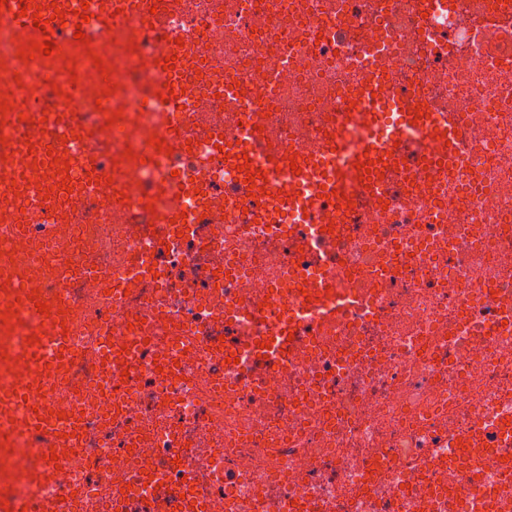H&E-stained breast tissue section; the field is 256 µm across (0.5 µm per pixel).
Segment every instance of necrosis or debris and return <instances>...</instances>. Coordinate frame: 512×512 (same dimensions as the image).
Returning <instances> with one entry per match:
<instances>
[{
  "label": "necrosis or debris",
  "instance_id": "necrosis-or-debris-1",
  "mask_svg": "<svg viewBox=\"0 0 512 512\" xmlns=\"http://www.w3.org/2000/svg\"><path fill=\"white\" fill-rule=\"evenodd\" d=\"M391 2L141 0L164 24L136 55H115L124 95L101 97L84 61L38 65L49 105L60 74L76 72L72 125L87 138L52 178L37 124L0 128V205L27 227L0 232V258L37 252L49 268L28 286L65 313L55 409L69 412L76 391L85 405L52 484L25 478L51 435L27 436L12 492L28 512L61 493L77 512H472L477 501L512 512V470L500 466L512 455V0H452L444 28L418 0ZM164 52L176 58L169 75L154 68ZM379 67L459 122L447 163L394 174L383 201L283 214L275 198L248 196L214 142L182 145L200 113L223 119L227 137L263 118L311 164ZM228 79L241 108L219 96ZM173 86L183 95L172 154L115 170ZM120 110L131 126L108 125ZM20 141L34 146L21 175ZM170 177L195 185L169 201L199 214L190 230L120 199L122 183L148 194ZM39 183L51 190L43 203ZM132 252L148 271L105 306L104 283L125 278ZM304 293L307 310L295 304ZM324 307L336 310L326 328Z\"/></svg>",
  "mask_w": 512,
  "mask_h": 512
}]
</instances>
